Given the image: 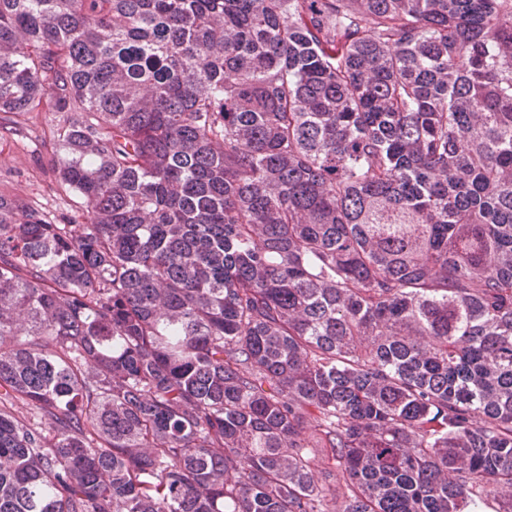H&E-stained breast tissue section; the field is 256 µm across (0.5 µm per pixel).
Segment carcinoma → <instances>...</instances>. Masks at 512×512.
<instances>
[{"label": "carcinoma", "instance_id": "obj_1", "mask_svg": "<svg viewBox=\"0 0 512 512\" xmlns=\"http://www.w3.org/2000/svg\"><path fill=\"white\" fill-rule=\"evenodd\" d=\"M0 112V512H512V0H0ZM40 129L38 125L23 136L0 139V194L18 197L35 206L54 224L81 220L45 161L38 137Z\"/></svg>", "mask_w": 512, "mask_h": 512}]
</instances>
